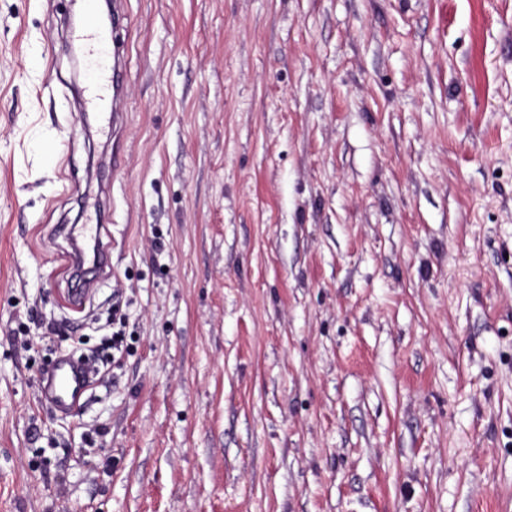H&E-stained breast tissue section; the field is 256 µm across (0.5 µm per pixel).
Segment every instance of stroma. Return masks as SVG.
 <instances>
[{"mask_svg":"<svg viewBox=\"0 0 512 512\" xmlns=\"http://www.w3.org/2000/svg\"><path fill=\"white\" fill-rule=\"evenodd\" d=\"M117 7L111 130L0 0V512H512V0ZM108 239V234L104 230V233L100 232L95 239L93 254L90 258L84 260V271L85 276L88 279L83 286V289L76 292H70L68 294L67 306L72 311H81L85 303L90 299L91 295L95 291V287L98 284V279L106 274L105 266L102 265L100 260L106 257L107 253H110L112 247ZM42 397L55 408L72 410L80 405L91 387L89 374L83 364L61 357L44 379Z\"/></svg>","mask_w":512,"mask_h":512,"instance_id":"stroma-1","label":"stroma"}]
</instances>
